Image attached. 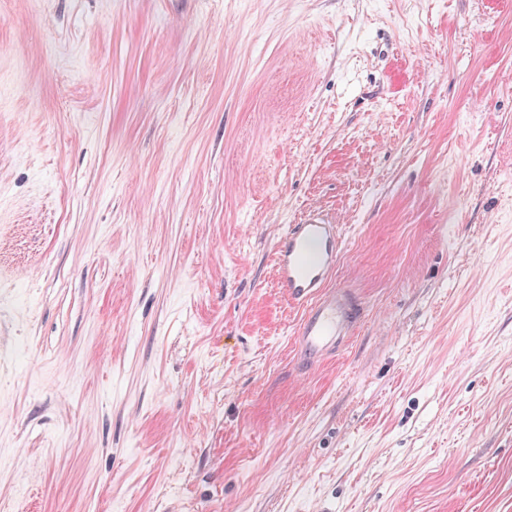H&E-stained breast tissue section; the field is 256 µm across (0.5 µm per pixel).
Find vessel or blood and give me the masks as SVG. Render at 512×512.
<instances>
[{
  "label": "vessel or blood",
  "mask_w": 512,
  "mask_h": 512,
  "mask_svg": "<svg viewBox=\"0 0 512 512\" xmlns=\"http://www.w3.org/2000/svg\"><path fill=\"white\" fill-rule=\"evenodd\" d=\"M341 246L338 225L317 210L289 225L276 242L277 286L289 300L307 307L298 329V361L305 368L333 356L363 317L350 288L327 285Z\"/></svg>",
  "instance_id": "b4317fda"
}]
</instances>
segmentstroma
<instances>
[{
    "label": "stroma",
    "instance_id": "stroma-1",
    "mask_svg": "<svg viewBox=\"0 0 512 512\" xmlns=\"http://www.w3.org/2000/svg\"><path fill=\"white\" fill-rule=\"evenodd\" d=\"M0 512H512V0H0ZM341 246L339 226L318 210L289 224L276 242L278 288L289 300L308 304L298 329V361L303 368L333 356L363 317V308L350 288L326 286Z\"/></svg>",
    "mask_w": 512,
    "mask_h": 512
}]
</instances>
